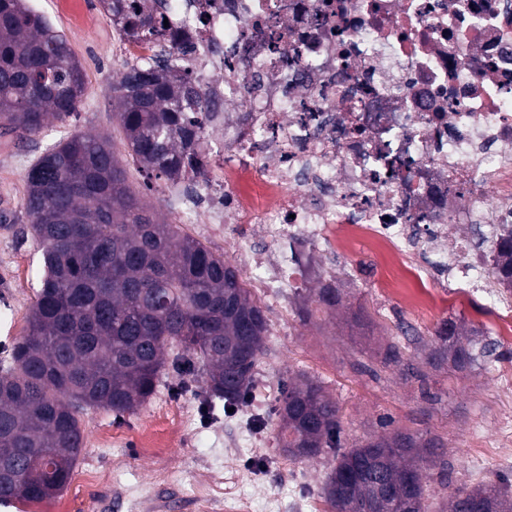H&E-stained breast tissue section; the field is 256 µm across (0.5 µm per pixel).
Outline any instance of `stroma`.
<instances>
[{
    "mask_svg": "<svg viewBox=\"0 0 512 512\" xmlns=\"http://www.w3.org/2000/svg\"><path fill=\"white\" fill-rule=\"evenodd\" d=\"M27 3L67 39L84 70L85 91L73 116L51 121L40 133H0L1 350L26 334L37 299L40 248L19 234L31 224L24 208L25 175L50 146L74 133L107 136L130 192L151 202L167 222L175 220L167 206L169 185L147 183L127 149L112 85L135 57L102 16L99 0ZM184 231L245 268L246 252L236 245L231 226L215 229L200 221ZM300 262L294 288L260 301L269 333L255 369L256 393L234 411L206 414L199 381L172 394L178 377L171 373L136 414L80 412L85 446L61 493L70 512H201L200 495L229 477L235 480V495L219 497L212 512H232L238 496L250 501L251 512H301L308 504L331 512L323 486L334 449L294 462L276 440V401L285 385L305 376L320 380L338 404L343 448L395 430L443 440L449 471L437 465L422 470L430 512H444L447 506L443 480L455 488L496 477L512 481V456L501 453L506 436H512V398L503 395L512 386V342L498 340V314L488 302L477 294L458 296L438 280L429 288L435 309L422 316L407 307L405 290L386 287V271L362 248L332 259L305 245ZM331 280L342 303L327 310L313 302L312 291ZM448 318L496 342L487 362L464 371L449 363L426 364L434 331ZM391 346L399 349L400 363H385ZM150 421L164 442L157 455L145 453L141 445V428ZM89 471L108 472L111 479L103 486L88 485L84 475Z\"/></svg>",
    "mask_w": 512,
    "mask_h": 512,
    "instance_id": "obj_1",
    "label": "stroma"
}]
</instances>
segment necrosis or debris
I'll return each instance as SVG.
<instances>
[{"mask_svg": "<svg viewBox=\"0 0 512 512\" xmlns=\"http://www.w3.org/2000/svg\"><path fill=\"white\" fill-rule=\"evenodd\" d=\"M160 2L198 74L213 158L181 223L233 224L249 282L293 285L285 239L365 242L388 270L504 296L512 224V0ZM465 233L449 239L448 227ZM495 279L507 289L512 288V225L503 229L498 245V257L492 270ZM510 288V289H508Z\"/></svg>", "mask_w": 512, "mask_h": 512, "instance_id": "necrosis-or-debris-1", "label": "necrosis or debris"}]
</instances>
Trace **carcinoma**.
<instances>
[{
	"label": "carcinoma",
	"instance_id": "carcinoma-1",
	"mask_svg": "<svg viewBox=\"0 0 512 512\" xmlns=\"http://www.w3.org/2000/svg\"><path fill=\"white\" fill-rule=\"evenodd\" d=\"M104 15L127 42L160 50L125 67L112 90L130 155L150 179L194 183L207 164L205 91L167 45L164 20L131 2ZM84 76L68 41L26 0H0V127L40 133L76 111ZM24 207L42 251L40 290L26 335L0 359V502L40 503L67 486L84 448L78 414H135L166 369L176 391L200 372L211 401L242 402L265 351L268 322L238 269L159 219L126 186L103 136L76 133L30 167ZM495 279L512 288V225ZM340 304L331 284L314 292ZM428 362L473 368L495 350L449 318ZM278 443L296 461L341 447L339 408L316 381L288 383L275 408ZM442 443L394 431L337 454L323 487L334 512H429L421 464ZM449 512H512L504 481L455 488Z\"/></svg>",
	"mask_w": 512,
	"mask_h": 512
}]
</instances>
